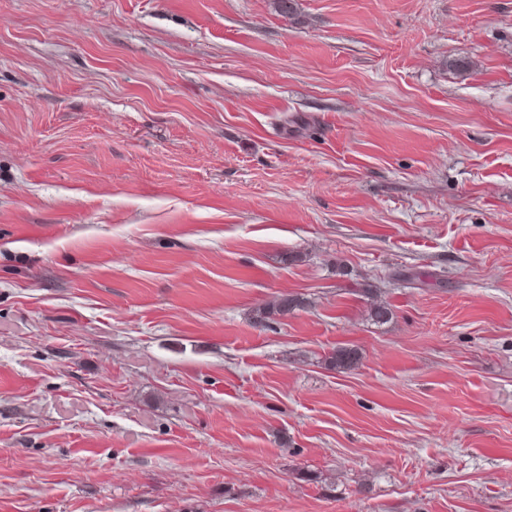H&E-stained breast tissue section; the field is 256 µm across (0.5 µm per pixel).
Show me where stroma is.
Returning a JSON list of instances; mask_svg holds the SVG:
<instances>
[{
	"label": "stroma",
	"mask_w": 512,
	"mask_h": 512,
	"mask_svg": "<svg viewBox=\"0 0 512 512\" xmlns=\"http://www.w3.org/2000/svg\"><path fill=\"white\" fill-rule=\"evenodd\" d=\"M0 512H512V0H0ZM300 308H304L303 301L300 298L292 295L283 296L276 300L272 306L258 308L255 320L257 323H263L272 314L285 316ZM359 361L358 352L350 347H338L325 356V362L331 368L338 370H350Z\"/></svg>",
	"instance_id": "35a3bbf8"
}]
</instances>
